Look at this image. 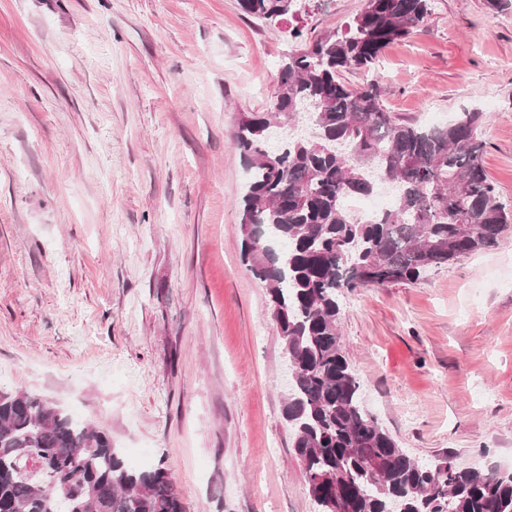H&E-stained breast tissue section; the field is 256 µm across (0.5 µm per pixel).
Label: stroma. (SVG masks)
I'll return each mask as SVG.
<instances>
[{"instance_id": "obj_1", "label": "stroma", "mask_w": 512, "mask_h": 512, "mask_svg": "<svg viewBox=\"0 0 512 512\" xmlns=\"http://www.w3.org/2000/svg\"><path fill=\"white\" fill-rule=\"evenodd\" d=\"M362 0H0V389L165 464L185 512H317L284 416L268 286L241 252L231 145L281 59ZM376 67L389 111L486 112L512 209V0H430ZM362 402L412 458L512 469V223L413 284L342 291ZM241 10L249 17L265 22L288 14L294 0H238Z\"/></svg>"}]
</instances>
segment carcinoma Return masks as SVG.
<instances>
[{"instance_id": "obj_1", "label": "carcinoma", "mask_w": 512, "mask_h": 512, "mask_svg": "<svg viewBox=\"0 0 512 512\" xmlns=\"http://www.w3.org/2000/svg\"><path fill=\"white\" fill-rule=\"evenodd\" d=\"M265 22L294 0H238ZM429 0H363L339 34L288 54L266 112L243 115L232 142L250 170L242 252L268 285L270 317L292 375L284 415L319 512H512V473L411 458L361 405L340 336L343 288L414 283L428 269L498 244L512 212L483 166L484 113L445 126L386 111L369 70L418 29ZM391 206L354 220L345 200L373 176ZM184 512L163 465L136 470L110 433L78 424L26 391L0 390V512Z\"/></svg>"}]
</instances>
